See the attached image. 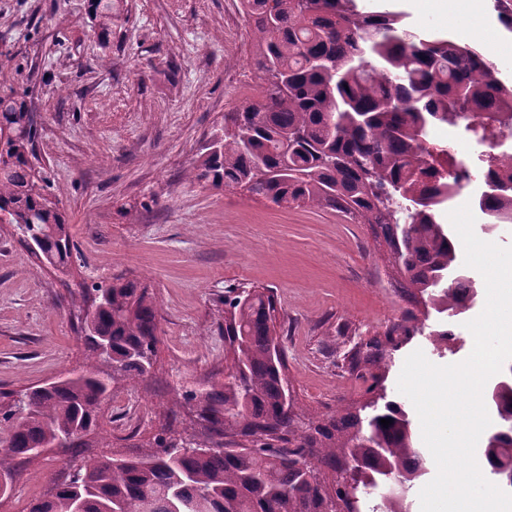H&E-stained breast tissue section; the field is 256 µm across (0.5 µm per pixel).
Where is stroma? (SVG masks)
<instances>
[{
  "mask_svg": "<svg viewBox=\"0 0 512 512\" xmlns=\"http://www.w3.org/2000/svg\"><path fill=\"white\" fill-rule=\"evenodd\" d=\"M226 0H112V28L93 26L87 0H0V67L38 115L35 152L64 211L75 250L68 274L37 259L15 227L0 223V390L20 391L79 368L84 289L123 276L154 293L161 321L152 375L116 385L102 422L119 452L148 446L170 422L183 387L223 379L224 290L274 292L286 374L301 407L328 411L363 388L341 362L360 337L405 310L368 225L334 212L283 208L238 190L189 182L224 115L257 101L248 31L224 24ZM401 14L404 26L475 46L512 83V32L486 0L445 12L429 0H358ZM462 314L433 315L425 334L395 354L397 380L419 349L434 364L466 359L474 340ZM454 328L455 347L431 334ZM71 455L50 450L23 464L0 512H25Z\"/></svg>",
  "mask_w": 512,
  "mask_h": 512,
  "instance_id": "1",
  "label": "stroma"
}]
</instances>
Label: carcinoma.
<instances>
[{"label": "carcinoma", "instance_id": "carcinoma-1", "mask_svg": "<svg viewBox=\"0 0 512 512\" xmlns=\"http://www.w3.org/2000/svg\"><path fill=\"white\" fill-rule=\"evenodd\" d=\"M105 32L112 0H88ZM251 27L259 112L237 109L191 178L214 189H246L279 207L342 214L369 224L386 250L397 287L410 305L400 320L360 342L350 369L365 400L322 417L284 403L285 352L269 344L277 309L272 290L224 291V340L235 352L224 380L185 388L183 403L204 430L182 438L166 431L135 456H106L80 465L51 497L28 512H365L380 488L383 507L407 512L404 492L427 471L414 446L411 420L386 400L393 355L421 333L431 311L456 313L458 292L475 288L457 264L442 212L458 176L436 167L427 140L437 125L488 139L512 131V84L468 44L420 35L390 12H361L356 0H242ZM0 68V222L13 224L38 255L66 267L73 242L65 214L49 198L35 163L34 117L26 94ZM494 172L481 211L490 223H512V164L488 154ZM81 328L87 362L55 381L31 386L21 403L0 411V491H12L16 459L33 460L64 440L74 454L94 443L112 447L100 422L112 385L131 386L153 367L158 309L147 287L115 280L95 286ZM107 343L112 353L101 351ZM512 399V362L486 394ZM390 419L385 428L381 419ZM500 486L512 489V418L483 448Z\"/></svg>", "mask_w": 512, "mask_h": 512}]
</instances>
